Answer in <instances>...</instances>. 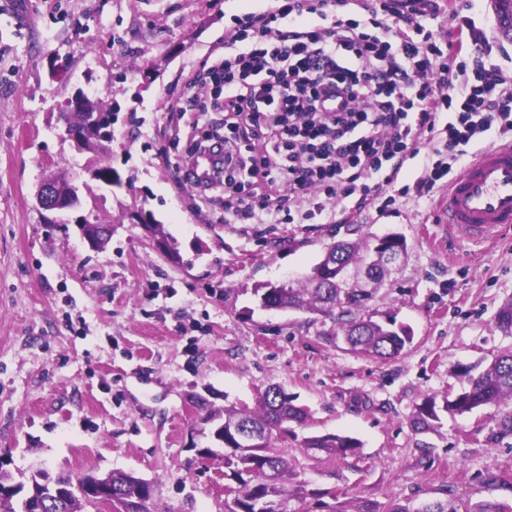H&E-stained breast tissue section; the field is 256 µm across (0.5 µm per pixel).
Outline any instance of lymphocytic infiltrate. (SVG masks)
Here are the masks:
<instances>
[{"label": "lymphocytic infiltrate", "instance_id": "obj_1", "mask_svg": "<svg viewBox=\"0 0 512 512\" xmlns=\"http://www.w3.org/2000/svg\"><path fill=\"white\" fill-rule=\"evenodd\" d=\"M425 0H278L243 14L209 74L212 100L172 111L224 115V211L259 224L293 210L298 223L336 221L335 203L384 213L434 195L489 133L512 136V87L500 66L450 51ZM343 98L330 110L331 97ZM422 174L403 185L405 163Z\"/></svg>", "mask_w": 512, "mask_h": 512}]
</instances>
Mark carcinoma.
<instances>
[{
  "instance_id": "carcinoma-1",
  "label": "carcinoma",
  "mask_w": 512,
  "mask_h": 512,
  "mask_svg": "<svg viewBox=\"0 0 512 512\" xmlns=\"http://www.w3.org/2000/svg\"><path fill=\"white\" fill-rule=\"evenodd\" d=\"M379 250V242L370 240H337L328 245L321 260L313 266L305 279L291 284H267L262 287L260 299L282 310L291 309L325 317L337 316L340 328L350 349L363 357L386 359L399 354L410 341L405 330L393 329L395 320L386 316L379 322L369 313V302L374 289L390 276L391 269L379 260L370 262L371 251ZM341 262L349 270L368 267L370 288H339L333 284L324 287L329 267ZM467 378V386L453 398L445 399L443 411L462 415L474 409L512 400V351L495 355L478 374L464 368L454 372ZM196 429L200 435L224 448V477L234 481L239 495L231 500L228 512H269L277 502H289L304 495L301 486L291 484L292 462L285 443L291 430L288 423L302 424L308 418L307 410L293 404L279 387L271 385L256 398V404L217 408L206 400L199 403ZM439 420L436 400L426 398L413 415L411 426L423 432ZM248 427L261 438V445L243 448L237 431ZM303 445L310 451H320L339 458L360 455L362 442L348 435L326 434L305 438ZM112 488L132 494L140 488L142 478L131 473L113 472L107 475ZM70 479L53 477L42 471L31 475L29 483H11V476L0 470V490L11 491L16 505L4 512H89L98 509L95 496L81 498L67 492ZM336 512H413L407 504L389 502L380 504L364 501L341 503ZM466 512H512V506L497 500H482L470 505Z\"/></svg>"
}]
</instances>
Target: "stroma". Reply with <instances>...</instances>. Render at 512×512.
Returning a JSON list of instances; mask_svg holds the SVG:
<instances>
[{
    "mask_svg": "<svg viewBox=\"0 0 512 512\" xmlns=\"http://www.w3.org/2000/svg\"><path fill=\"white\" fill-rule=\"evenodd\" d=\"M274 0H0V469L74 479L131 472L153 484L161 512H227L224 461L199 458L196 397L254 404L280 387L311 414L288 453L294 512H334L338 494L418 508L512 501L489 486L512 477V401L441 413L411 427L429 396L460 389L453 367L487 365L512 350L496 326L512 299V227L492 240L448 233L437 198L409 195L385 213L351 211L357 235L398 232L408 251L370 303L411 341L386 360L347 350L331 318L264 308L258 288L310 273L332 224H228L224 195L197 207L180 179L191 136L169 102L189 72L224 52L236 16ZM467 22L512 74L489 0H442L438 25ZM118 105L111 151L77 150L59 115L76 90ZM111 162L110 188L90 171ZM72 177L88 219L112 239L90 249L76 224H52L34 194L51 172ZM152 212L179 255L158 253L135 216ZM363 443L360 457L304 450L313 435ZM435 397H427L417 408L413 415L411 426L419 432L426 431L433 426V422L439 421Z\"/></svg>",
    "mask_w": 512,
    "mask_h": 512,
    "instance_id": "35a3bbf8",
    "label": "stroma"
}]
</instances>
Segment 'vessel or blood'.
Wrapping results in <instances>:
<instances>
[{"label":"vessel or blood","instance_id":"1","mask_svg":"<svg viewBox=\"0 0 512 512\" xmlns=\"http://www.w3.org/2000/svg\"><path fill=\"white\" fill-rule=\"evenodd\" d=\"M217 162L214 155L199 157L185 168V181L204 192ZM439 220L448 230L474 240L490 238L501 226L512 225V143L482 150L452 179Z\"/></svg>","mask_w":512,"mask_h":512}]
</instances>
